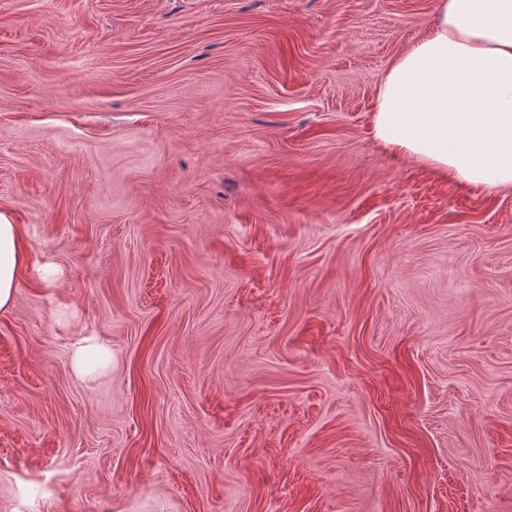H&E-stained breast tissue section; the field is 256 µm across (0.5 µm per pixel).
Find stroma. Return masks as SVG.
Here are the masks:
<instances>
[{
    "instance_id": "stroma-1",
    "label": "stroma",
    "mask_w": 512,
    "mask_h": 512,
    "mask_svg": "<svg viewBox=\"0 0 512 512\" xmlns=\"http://www.w3.org/2000/svg\"><path fill=\"white\" fill-rule=\"evenodd\" d=\"M433 13L0 0V512H512V187L370 132ZM26 258L19 226L0 213V312L14 302L18 274ZM109 352L94 338H86L80 342L74 354L76 368L80 372L89 371L95 364L103 361Z\"/></svg>"
}]
</instances>
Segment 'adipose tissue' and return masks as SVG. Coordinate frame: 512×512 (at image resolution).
<instances>
[{"label":"adipose tissue","mask_w":512,"mask_h":512,"mask_svg":"<svg viewBox=\"0 0 512 512\" xmlns=\"http://www.w3.org/2000/svg\"><path fill=\"white\" fill-rule=\"evenodd\" d=\"M374 139L472 186H512V0H435L428 34L396 58L376 93ZM27 255L0 213V312Z\"/></svg>","instance_id":"1"}]
</instances>
